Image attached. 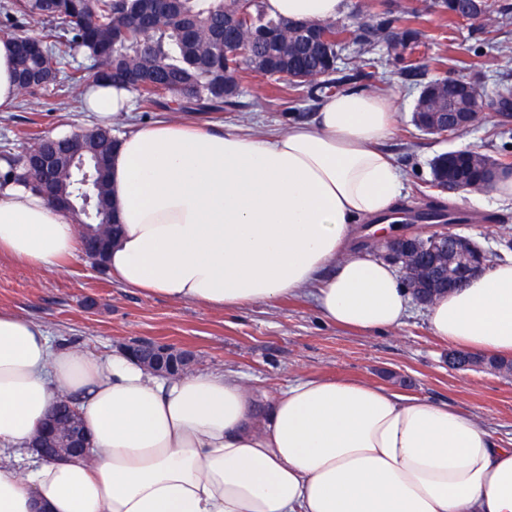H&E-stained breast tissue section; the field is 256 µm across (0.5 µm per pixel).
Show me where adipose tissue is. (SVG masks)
Segmentation results:
<instances>
[{
    "mask_svg": "<svg viewBox=\"0 0 512 512\" xmlns=\"http://www.w3.org/2000/svg\"><path fill=\"white\" fill-rule=\"evenodd\" d=\"M272 18L324 22L347 0H262ZM390 96L351 89L284 131L159 121L112 158L122 225L113 278L174 302L235 311L310 296L328 322L399 327L410 293L355 250L356 225L392 233L401 175L381 144ZM80 249L70 213L0 184V258L55 267ZM455 348L512 357V258L427 308ZM72 398L89 456L45 461L30 439ZM0 512H512V443L470 413L352 378L296 379L257 398L231 372L169 378L122 354L53 344L0 310Z\"/></svg>",
    "mask_w": 512,
    "mask_h": 512,
    "instance_id": "ef3b65f1",
    "label": "adipose tissue"
}]
</instances>
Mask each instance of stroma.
Listing matches in <instances>:
<instances>
[{
  "label": "stroma",
  "instance_id": "1",
  "mask_svg": "<svg viewBox=\"0 0 512 512\" xmlns=\"http://www.w3.org/2000/svg\"><path fill=\"white\" fill-rule=\"evenodd\" d=\"M433 2L348 0L340 24L358 28L387 14L399 26L418 30L406 55L419 69L413 75L404 71L385 41L366 48L349 42L338 49L333 77L340 89H379L395 102V128L384 148L402 174L399 210L463 209L469 220L454 225V232L491 259H501L512 255L502 244L504 236L512 237V204L489 196L479 206L453 199L432 187L431 164L446 152L477 149L512 172V105L497 103L499 89L512 88V0H495L493 19L454 21ZM364 49L375 65L360 72L355 58ZM448 76L481 84L489 107L467 132L424 133L413 122L415 100L428 81ZM81 94V87L69 85L58 96L20 97L12 111L0 112V155L20 152L30 133L55 137L98 124L99 116L82 107ZM319 105L308 88L280 91L254 73L243 84L239 106L187 112L180 119L209 129L246 123L284 130L312 119ZM0 309L44 324L57 344L102 355L144 340L188 349L196 356V370L243 374L260 395L297 378L354 377L468 411L498 439L512 440V376L449 365L448 347L431 335L426 309L415 302L400 327L365 333L322 322L311 298L303 295L240 312L146 296L79 255L49 270L0 259Z\"/></svg>",
  "mask_w": 512,
  "mask_h": 512
}]
</instances>
